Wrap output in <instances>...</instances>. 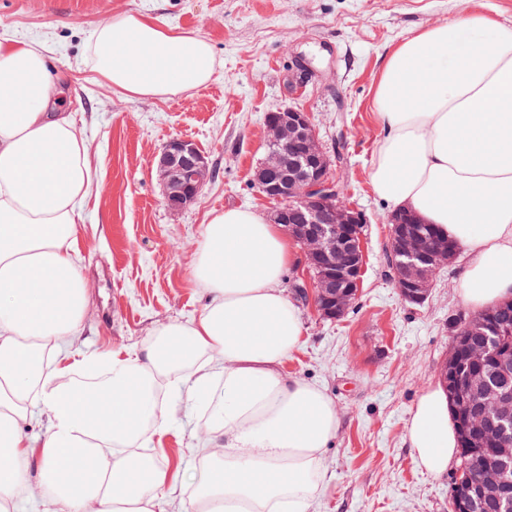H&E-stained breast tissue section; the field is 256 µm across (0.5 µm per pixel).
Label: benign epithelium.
<instances>
[{"instance_id": "benign-epithelium-1", "label": "benign epithelium", "mask_w": 512, "mask_h": 512, "mask_svg": "<svg viewBox=\"0 0 512 512\" xmlns=\"http://www.w3.org/2000/svg\"><path fill=\"white\" fill-rule=\"evenodd\" d=\"M267 153L259 166L254 185L264 196L280 203L272 215L273 223L285 231L305 250L307 296L319 314L335 320L342 317L359 294L365 263L360 225L363 213L346 203L332 175L335 160L323 147L309 113L288 107L266 116ZM209 161L191 140L170 139L158 160L167 206L177 212L197 199L208 180ZM390 256L394 280L401 297L413 304L423 303L430 292L434 274L449 265L455 252L448 244L437 245L420 220L406 213L388 216ZM512 309V299L467 318L454 336L441 377L455 404L459 432L464 442L474 437L481 447L494 455L468 466L492 474L478 483L475 493L451 491V512H472L477 498L506 494L508 466L512 463V438L502 423L512 419V392L499 393L493 399L495 415L481 419L473 411L482 395L481 372L470 367L473 362L491 360L503 373L512 371V357L487 350L470 349L461 354L466 335L479 326L495 323V309Z\"/></svg>"}]
</instances>
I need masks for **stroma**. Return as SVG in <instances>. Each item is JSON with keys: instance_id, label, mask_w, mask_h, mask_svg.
I'll return each instance as SVG.
<instances>
[{"instance_id": "35a3bbf8", "label": "stroma", "mask_w": 512, "mask_h": 512, "mask_svg": "<svg viewBox=\"0 0 512 512\" xmlns=\"http://www.w3.org/2000/svg\"><path fill=\"white\" fill-rule=\"evenodd\" d=\"M476 10L512 23V0H0V39L43 47L88 147L92 190L76 233L88 302L69 361L139 351L161 325L200 315L206 296L191 274L200 232L215 211L271 214L274 201L253 184L265 116L302 109L336 158L344 199L366 218L357 300L339 321L298 302L304 344L285 365L324 388L340 419L317 512H450L459 462L440 475L418 470L407 429L420 395L440 379L456 319L468 311L457 293L465 258L435 275L424 304L405 302L391 266L390 208L369 172L383 134L374 91L391 50L413 31ZM124 13L207 39L209 82L165 97L112 88L94 71L90 48L95 30ZM176 136L193 140L216 171L178 212L166 206L156 171ZM205 419L202 406L181 404L156 438L169 476L195 464L189 443Z\"/></svg>"}]
</instances>
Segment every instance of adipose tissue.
Listing matches in <instances>:
<instances>
[{"label":"adipose tissue","instance_id":"adipose-tissue-1","mask_svg":"<svg viewBox=\"0 0 512 512\" xmlns=\"http://www.w3.org/2000/svg\"><path fill=\"white\" fill-rule=\"evenodd\" d=\"M91 57L102 79L140 97L201 87L213 69L208 41L134 14L99 26ZM56 90L41 48L0 40V507L28 489L35 454L54 512H171L177 484L153 438L171 424L173 398L211 410L194 448L191 512H310L330 479L339 418L324 390L284 370L303 337L280 288L296 254L261 213L227 209L204 226L192 267L208 296L198 318L97 366L94 386L48 369L88 300L74 227L92 187L86 144ZM374 109L384 136L373 191L463 249L465 305L511 298L512 24L475 12L412 33L391 51ZM39 410L50 425L28 437L22 426ZM407 440L419 469L447 470L458 436L442 386L418 399Z\"/></svg>","mask_w":512,"mask_h":512}]
</instances>
